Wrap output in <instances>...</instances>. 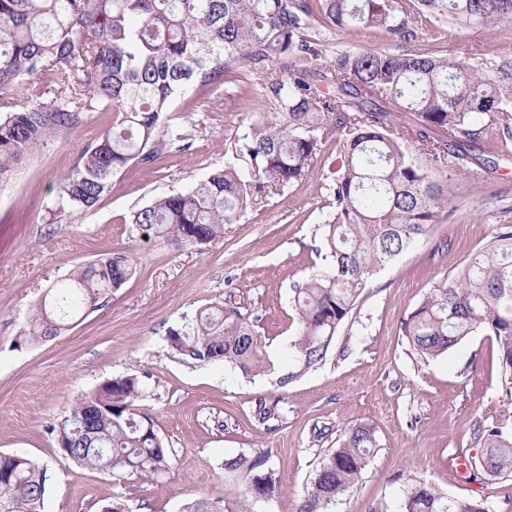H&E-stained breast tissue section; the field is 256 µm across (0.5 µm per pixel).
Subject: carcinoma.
<instances>
[{
  "label": "carcinoma",
  "mask_w": 512,
  "mask_h": 512,
  "mask_svg": "<svg viewBox=\"0 0 512 512\" xmlns=\"http://www.w3.org/2000/svg\"><path fill=\"white\" fill-rule=\"evenodd\" d=\"M396 13L394 0H0V183L23 160L63 131L79 127L84 110H112V126L79 154L60 179L54 206L92 209L130 164L150 165L166 150L189 148L178 128L157 133L171 99L193 84L248 89L262 119L234 144L236 158L254 165L242 174L229 162L193 188L159 197L131 214L130 223L158 238L204 245L224 233L250 201L283 193L317 162L336 136L343 164L325 202L323 268L294 288L298 335L292 343L309 366L320 361L338 326L372 277L416 241L429 236L448 209V191L435 174L472 159L483 134L512 145V60L474 66L409 48L423 21H464L484 27L512 22V0H415ZM349 35L381 29L389 51L328 52L306 37L316 26ZM46 76L53 96L36 89ZM27 102L11 108L21 90ZM136 272L131 256H107L74 269L41 299L21 342L61 335ZM479 330L498 344L501 388L512 398V224H499L489 242L457 265L402 322L421 359H433ZM168 346L188 364L224 361L248 374L267 367L254 322L228 305L200 310L169 330ZM144 382L104 381L51 426L59 449L75 464L122 483L131 473L157 475L172 449L139 411ZM483 479L512 475V431H478ZM376 448L373 431L349 428L311 480L300 512H328L358 480ZM268 452L227 463L250 477L252 499L275 495L265 468ZM0 512H42L45 467L27 456L0 453ZM181 512H251L196 499ZM400 512H490L486 502L446 496L415 483Z\"/></svg>",
  "instance_id": "carcinoma-1"
}]
</instances>
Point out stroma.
I'll list each match as a JSON object with an SVG mask.
<instances>
[{"mask_svg":"<svg viewBox=\"0 0 512 512\" xmlns=\"http://www.w3.org/2000/svg\"><path fill=\"white\" fill-rule=\"evenodd\" d=\"M474 43L480 61L512 59V24L479 30L431 20L410 47L460 60ZM258 115L238 88L178 95L168 123L188 136V151L122 169L93 210L52 212L61 177L112 125V111L97 104L81 126L34 151L0 186V452L46 466L43 512H102L116 500L125 512H180L193 498L242 499L249 479L226 471L224 462L265 451L277 490L251 502L252 512H298L322 459L345 430L364 424L377 446L359 481L330 512H366L380 499L400 512L417 481L512 512V477L479 484L448 473L452 456L480 458L478 429L512 427L494 337L475 333L424 361L401 331L403 319L454 265L485 244L496 225L512 224V161L500 158L497 138L488 132L475 148L478 163L438 173L448 188L450 218L373 277L323 360L307 368L291 347L298 332L291 297L323 263L322 204L340 161L335 140L323 144L304 180L249 204L209 244L148 240L130 222L131 213L153 199L223 168ZM107 255L133 256L134 276L60 336L17 346L43 293L71 269ZM229 295L258 326L270 363L265 371L188 365L167 346L169 329ZM126 375L146 378L140 407L175 456L165 472L131 474L118 485L62 455L49 427L99 383ZM262 404L276 406L278 418L260 420Z\"/></svg>","mask_w":512,"mask_h":512,"instance_id":"stroma-1","label":"stroma"}]
</instances>
